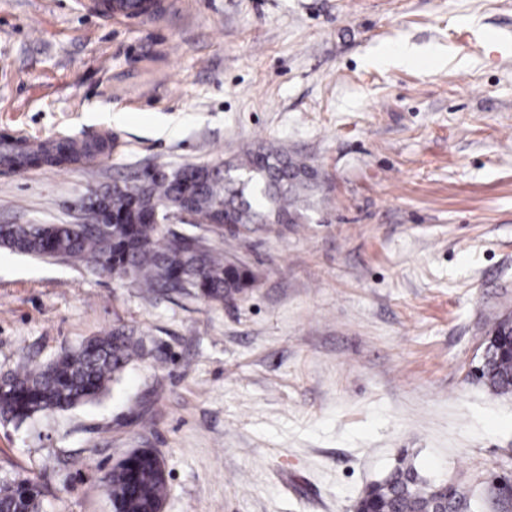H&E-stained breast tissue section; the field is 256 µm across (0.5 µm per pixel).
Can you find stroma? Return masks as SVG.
Returning a JSON list of instances; mask_svg holds the SVG:
<instances>
[{"label": "stroma", "mask_w": 512, "mask_h": 512, "mask_svg": "<svg viewBox=\"0 0 512 512\" xmlns=\"http://www.w3.org/2000/svg\"><path fill=\"white\" fill-rule=\"evenodd\" d=\"M4 131L112 148L0 165V224L261 145L321 175L300 223L181 225L254 272L224 304L0 247V377L122 325L145 346L101 401L0 419V477L43 512H113L134 448L164 461V512H353L402 456L512 512V393L477 377L512 317V0H163L144 23L0 0Z\"/></svg>", "instance_id": "35a3bbf8"}]
</instances>
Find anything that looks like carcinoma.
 Here are the masks:
<instances>
[{
    "label": "carcinoma",
    "mask_w": 512,
    "mask_h": 512,
    "mask_svg": "<svg viewBox=\"0 0 512 512\" xmlns=\"http://www.w3.org/2000/svg\"><path fill=\"white\" fill-rule=\"evenodd\" d=\"M112 147L64 143L21 148L9 157L21 167L35 161L71 165ZM320 187L319 171L284 147L259 146L236 161L214 167L188 165L170 175L145 169L113 185L85 208L82 224H0V246L38 259L70 261L91 272L129 281L158 295L172 293L214 302L234 299L255 276L244 263L226 258L195 236H186L153 215L185 206L193 224L222 227L224 220L250 224H296ZM512 322L491 325L480 379L512 393ZM144 352L134 330L115 328L76 349L0 379V417L19 424L38 415L67 411L100 400L127 366ZM115 512H157L168 494L157 457L142 453L103 478ZM42 492L31 477L0 480V512H43ZM471 488L423 477L407 458L370 486L355 512H475Z\"/></svg>",
    "instance_id": "1"
}]
</instances>
